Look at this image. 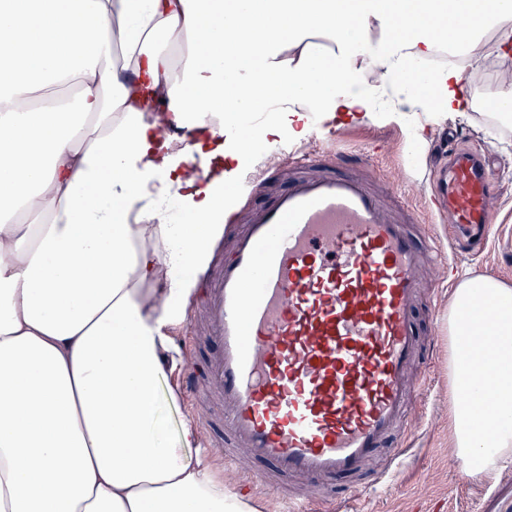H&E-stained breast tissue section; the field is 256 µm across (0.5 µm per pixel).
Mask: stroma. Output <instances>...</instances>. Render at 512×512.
<instances>
[{
	"label": "stroma",
	"mask_w": 512,
	"mask_h": 512,
	"mask_svg": "<svg viewBox=\"0 0 512 512\" xmlns=\"http://www.w3.org/2000/svg\"><path fill=\"white\" fill-rule=\"evenodd\" d=\"M502 64L494 51H487L474 76L487 80L488 85L472 88L473 109L466 117L449 118L434 126L425 143L409 144L401 125L375 120L357 124L352 131L314 136L288 146L297 156L336 149L362 153L380 180L398 186L406 168L420 174L429 171L434 162L431 141L443 128H455L471 147L487 152L490 168L502 186L500 196L492 201L500 222L484 247L456 256L453 272L439 268L426 274L431 292L419 304L415 323L421 340L432 341L434 349L422 372L410 376L407 440L412 451L396 476L383 486L357 493V499L349 497L355 488L353 479L337 477L336 489L346 500L344 512H512V455L476 476L464 473L453 455L448 372V302L453 282L477 275L512 282V117L483 105L499 90L491 77Z\"/></svg>",
	"instance_id": "1"
}]
</instances>
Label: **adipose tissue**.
Wrapping results in <instances>:
<instances>
[{
  "label": "adipose tissue",
  "mask_w": 512,
  "mask_h": 512,
  "mask_svg": "<svg viewBox=\"0 0 512 512\" xmlns=\"http://www.w3.org/2000/svg\"><path fill=\"white\" fill-rule=\"evenodd\" d=\"M490 47L512 59V0H0V512H260L211 475L193 424L160 418L244 171L347 120L424 140L474 102L462 69L422 64ZM448 343L456 456L477 475L512 451V284L460 281Z\"/></svg>",
  "instance_id": "ef3b65f1"
}]
</instances>
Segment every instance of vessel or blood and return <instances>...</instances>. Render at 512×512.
<instances>
[{"mask_svg":"<svg viewBox=\"0 0 512 512\" xmlns=\"http://www.w3.org/2000/svg\"><path fill=\"white\" fill-rule=\"evenodd\" d=\"M456 140L444 138L442 190L428 209L451 212L460 241L495 223L497 184L482 154ZM281 173L203 282L192 335L206 373H188L185 389L216 430L225 471L250 462L248 490L273 493L276 512H310L303 485L363 471L388 439L383 478L408 455L418 273L448 258L411 230L405 196L416 183L380 184L360 154L292 158Z\"/></svg>","mask_w":512,"mask_h":512,"instance_id":"vessel-or-blood-1","label":"vessel or blood"}]
</instances>
